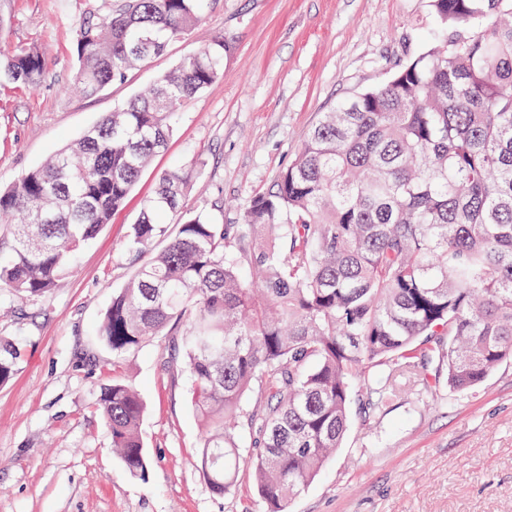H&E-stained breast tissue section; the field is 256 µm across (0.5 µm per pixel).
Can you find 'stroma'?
I'll list each match as a JSON object with an SVG mask.
<instances>
[{"mask_svg":"<svg viewBox=\"0 0 512 512\" xmlns=\"http://www.w3.org/2000/svg\"><path fill=\"white\" fill-rule=\"evenodd\" d=\"M122 0H0V41L38 49L35 85L0 81V187L73 143L99 118L220 37L219 79L179 112L165 148L125 206L82 248L74 271L44 296L0 306V341L22 357L0 385V512H266L248 469L230 495L207 486L202 429L173 336L112 355L96 334L134 274L126 244L159 175L197 164L184 211L240 224L275 191L322 113L388 81L435 40L430 0H206L186 39L93 98L66 92L79 20ZM118 380L144 404L147 481L131 477L97 411ZM383 415L352 405L343 445L289 512H512V361L460 393H420L412 368L393 373Z\"/></svg>","mask_w":512,"mask_h":512,"instance_id":"1","label":"stroma"}]
</instances>
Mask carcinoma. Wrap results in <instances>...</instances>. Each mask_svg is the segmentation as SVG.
<instances>
[{
    "mask_svg": "<svg viewBox=\"0 0 512 512\" xmlns=\"http://www.w3.org/2000/svg\"><path fill=\"white\" fill-rule=\"evenodd\" d=\"M447 34L309 132L276 191L243 224L182 214L194 164L159 175L127 250L143 260L99 338L121 356L166 331L204 433L200 468L227 494L247 466L270 512H288L334 456L350 406L381 414L387 369L461 392L512 359V0H431ZM203 0H124L77 25L73 84L92 96L184 38ZM220 38L0 188V288L41 297L120 208L181 106L220 76ZM46 62L0 43V79L35 84ZM17 351L0 342V384ZM256 393L252 402L245 396ZM98 410L126 471L148 478L130 387Z\"/></svg>",
    "mask_w": 512,
    "mask_h": 512,
    "instance_id": "carcinoma-1",
    "label": "carcinoma"
}]
</instances>
